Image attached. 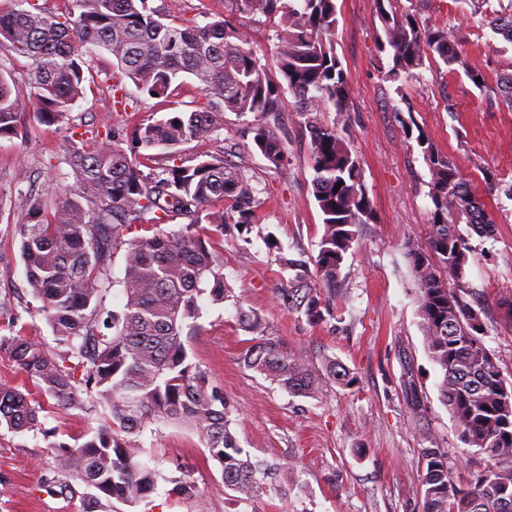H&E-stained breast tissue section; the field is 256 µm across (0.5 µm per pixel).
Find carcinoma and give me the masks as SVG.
<instances>
[{"mask_svg":"<svg viewBox=\"0 0 512 512\" xmlns=\"http://www.w3.org/2000/svg\"><path fill=\"white\" fill-rule=\"evenodd\" d=\"M47 2L19 0V8L0 12V38L31 60L34 84V93L23 101L14 93L11 76L0 70V138L17 135L27 110L48 126L72 112L85 94L84 52L90 46L111 55L149 98L154 92L166 98L184 78H193L207 108L139 123L131 132L114 124L92 136L72 156L82 194L56 190L49 212L38 195L19 194L21 258L56 348L12 334L21 315L3 300L0 318L11 334L0 335V351L8 352L63 409H84L83 395L94 392L110 413L81 441L52 444L64 482L94 489L81 512H112L113 501L136 503L154 492L159 480H167L142 460L134 440L158 423L196 431L220 466L224 486L241 500L277 492L291 468L251 459L230 429L223 393L189 361L183 340L203 296L216 304L229 297L217 245L228 225L250 223L255 189L222 155L189 165L143 166L157 151L172 157L182 145L212 140L224 114L233 112L257 116L254 144L273 168L281 169L288 162L291 136L280 115L283 97L290 94L309 134V185L322 214V234L315 274L301 262L280 257L295 275L278 295L288 310L311 323L334 316L321 289L335 290L358 226L374 220L360 161L345 137L352 93L336 54V0H226L232 17L260 14L273 23L278 44L270 61L257 55L246 28L232 18L204 25L169 21L148 0H67L61 13ZM460 2L472 17H491L492 32L512 43V13H490V0ZM378 4L381 50L392 52L386 80L414 78L437 58L449 72L464 71L477 89L512 111V74L488 85L447 28L425 25L413 13L391 14L384 0ZM325 112L335 113L332 123L321 119ZM418 144L433 205L426 246L409 249L420 327L440 375V397L461 441L487 460L462 488L451 475L445 449H421L423 512H512V383L485 345L484 311L466 299L467 272L476 260L471 238L493 237L497 224L456 163L431 142ZM215 200L225 202V210H210ZM176 216L189 223L166 230ZM203 222L214 227L215 235L200 230ZM134 228H147L149 234L124 239ZM119 245L126 246L125 303L111 310L105 298L112 287V252ZM239 321L257 334L243 357L247 368L294 396L318 389L320 378L310 362L264 335L260 317L242 311ZM324 368L327 379L353 384L349 370L335 360L327 359ZM1 426L14 432L40 426L38 408L16 387L0 385Z\"/></svg>","mask_w":512,"mask_h":512,"instance_id":"cac0c4a2","label":"carcinoma"}]
</instances>
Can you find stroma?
Returning a JSON list of instances; mask_svg holds the SVG:
<instances>
[{
  "label": "stroma",
  "mask_w": 512,
  "mask_h": 512,
  "mask_svg": "<svg viewBox=\"0 0 512 512\" xmlns=\"http://www.w3.org/2000/svg\"><path fill=\"white\" fill-rule=\"evenodd\" d=\"M181 22L205 24L224 14V0H152ZM377 0H337L336 53L352 89L353 112L347 138L363 168L375 219L358 228L336 284V315L309 323L287 311L276 290L291 278L280 257L313 262L319 251L322 214L307 183L308 136L292 97L283 118L291 130L289 163L276 170L256 149L254 115L226 113L224 125L206 144L183 145L179 159L224 155L241 168L259 201L253 223L224 234L220 257L230 298L221 304L201 299V314L184 341L192 362L224 393V405L243 448L259 459L292 463L299 483L287 495L268 493L238 501L193 430L148 426L136 441L150 466L166 475L148 502H117L112 512H195L192 498L176 493L173 478L190 474L208 512H421L422 448L455 454L457 484L472 477L463 443L442 403L438 373L419 325L407 242L425 244L433 205L427 195L428 169L416 143L425 136L455 161L498 226L495 237L473 238L478 261L467 281L474 306L485 307V343L512 381V322L498 306L512 298V112L495 104L464 73L423 69L403 84L384 80L391 59L379 49L383 28ZM395 14L416 11L423 23L445 26L464 42L469 63L488 83L512 72V43L462 13L458 0H388ZM90 80L68 120L47 126L26 113L16 136L0 138V300L23 307L21 333L53 346L54 338L28 285L20 257L17 196L19 170H27L33 192L57 188L80 193L70 158L84 137L103 125L135 126L175 112L205 106L194 81H186L167 101L140 96L132 80L96 48L85 56ZM135 105L113 107L114 91ZM454 110H447V103ZM493 180H486V173ZM276 248H269L268 239ZM258 315L269 335L306 357L314 367L335 359L353 375L352 386L330 381L307 396L288 394L243 356L253 335L240 312ZM19 387L38 399L40 430L16 433L0 427V512H80L89 488L71 482L60 488L55 443H73L104 418L96 401L85 410H64L42 397L35 380L0 353V384Z\"/></svg>",
  "instance_id": "obj_1"
}]
</instances>
